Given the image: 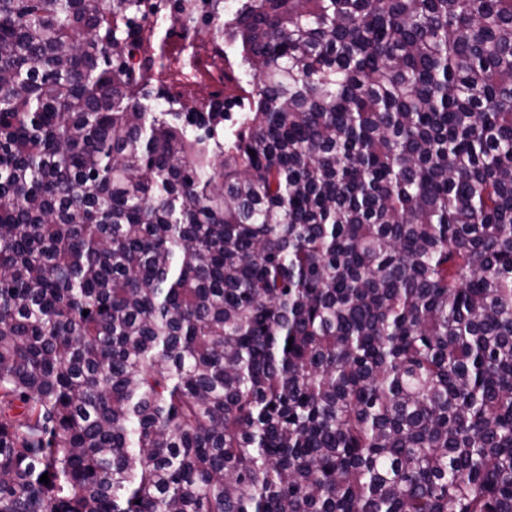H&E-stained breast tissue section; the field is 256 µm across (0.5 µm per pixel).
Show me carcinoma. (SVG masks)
<instances>
[{
    "label": "carcinoma",
    "mask_w": 512,
    "mask_h": 512,
    "mask_svg": "<svg viewBox=\"0 0 512 512\" xmlns=\"http://www.w3.org/2000/svg\"><path fill=\"white\" fill-rule=\"evenodd\" d=\"M136 2L0 0V512H512V0L217 8L208 132ZM135 46L132 47V55L129 57L131 67L136 73L145 74L151 79V86L153 90V97L163 103L164 105H170L173 107L175 112H196L195 117L198 122L207 121L208 117L213 116L224 122V126L231 124L233 121H224V112H229L234 108V105L230 107L231 103L224 100V94L218 93L215 95H208L201 98L200 100L187 104L186 101L181 97L176 86L168 82V80H154V72L147 70L148 57L150 50L146 44L145 39L134 40Z\"/></svg>",
    "instance_id": "obj_1"
}]
</instances>
